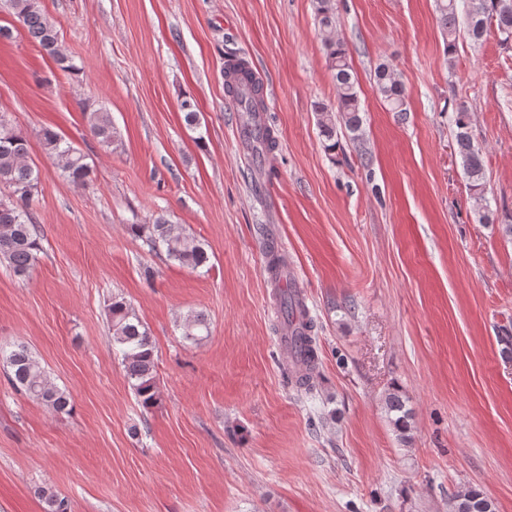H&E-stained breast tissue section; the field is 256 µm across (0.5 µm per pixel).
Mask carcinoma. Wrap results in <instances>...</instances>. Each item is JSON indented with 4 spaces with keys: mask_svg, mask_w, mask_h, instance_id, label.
Returning <instances> with one entry per match:
<instances>
[{
    "mask_svg": "<svg viewBox=\"0 0 512 512\" xmlns=\"http://www.w3.org/2000/svg\"><path fill=\"white\" fill-rule=\"evenodd\" d=\"M18 23L27 37L51 57L64 72L75 70L71 58L63 51L56 27L39 6L38 0H7ZM316 19L321 31L329 67L336 82V105H317L318 128L323 146L329 153L336 151L338 135L345 132L353 140L361 135L362 117L358 82L352 73L343 44L336 40V10L334 0H316ZM440 26L445 36V52L456 51L457 33L465 30L475 42L483 40L496 27L501 43L512 40V0H437ZM379 94L394 112L407 111L405 90L393 76L387 64L375 69ZM224 94L240 112L254 116L265 111V92L262 80L249 64L236 55L228 56L224 64ZM186 126L192 130L200 127V112L191 98L180 103ZM454 138L468 180L471 197L477 204L486 201L487 182L481 147L470 133L471 116L468 107L461 103L454 112ZM91 134L99 143L110 147L118 141L111 113L97 110L89 113ZM252 153L264 157L278 147L274 129L266 123H250L243 131ZM46 154L55 161L65 176L75 185L86 186L92 181V170L86 156L50 127L38 131ZM40 171L29 162L28 137L16 125L9 124L8 131L0 128V188L8 189V197L0 198V258L18 277H26L38 262L43 251L42 238L34 222L31 203L37 191ZM150 230L152 249H161L166 258L184 267L197 270L208 265L205 248L189 239L181 225L172 224L159 216L155 223L144 226L131 225L135 233ZM268 272L277 288L276 300L281 313V328L288 331V356L291 362V380L295 385L312 390L311 380L319 365V354L314 321L295 284L288 275L270 262ZM112 341L122 354L125 377L143 408L157 403L156 361L148 328L140 318L119 300L111 306ZM209 335V324L203 314H190L182 324V336L197 342ZM9 371L10 384L16 390L39 401L56 414L71 411L69 392L58 388L48 377L39 361L23 343L15 344L0 353ZM387 411L394 414L393 424L400 434L410 430L411 411L399 392H392L385 399ZM448 512H495L494 503L481 493L464 488L449 502Z\"/></svg>",
    "mask_w": 512,
    "mask_h": 512,
    "instance_id": "1",
    "label": "carcinoma"
}]
</instances>
